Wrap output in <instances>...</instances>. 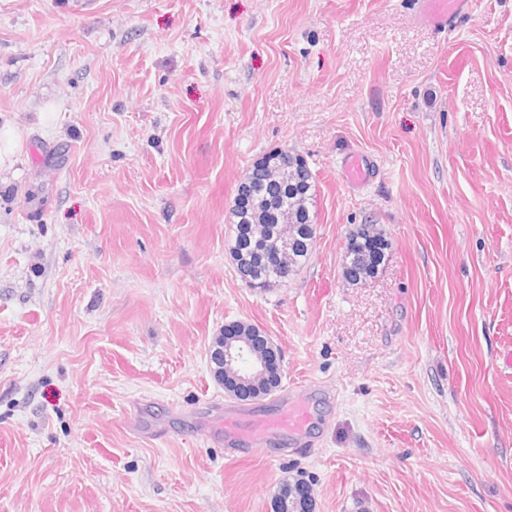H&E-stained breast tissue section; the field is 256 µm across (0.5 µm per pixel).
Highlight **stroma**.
<instances>
[{
    "instance_id": "obj_1",
    "label": "stroma",
    "mask_w": 512,
    "mask_h": 512,
    "mask_svg": "<svg viewBox=\"0 0 512 512\" xmlns=\"http://www.w3.org/2000/svg\"><path fill=\"white\" fill-rule=\"evenodd\" d=\"M0 0V512H512V0ZM300 155L308 262L249 287L230 209ZM370 175L351 183L346 161ZM391 243L348 283L350 233ZM244 321L282 383L225 395ZM306 401L242 453L224 417ZM471 0H425L422 19L429 26L442 27L455 14L467 10ZM20 149L21 145L11 131L0 130V176L3 170L12 167ZM311 492V487L304 481L297 480L293 483H285L279 489L272 511L287 512L284 510L288 508L289 502H292L302 496L311 497Z\"/></svg>"
}]
</instances>
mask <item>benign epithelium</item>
Instances as JSON below:
<instances>
[{
    "instance_id": "benign-epithelium-1",
    "label": "benign epithelium",
    "mask_w": 512,
    "mask_h": 512,
    "mask_svg": "<svg viewBox=\"0 0 512 512\" xmlns=\"http://www.w3.org/2000/svg\"><path fill=\"white\" fill-rule=\"evenodd\" d=\"M252 340L239 336H216L211 345L213 373L224 385L228 395L252 400L270 394V384L281 379V355L273 343H268L269 356L265 361H248ZM311 495L304 481L283 484L274 502L273 512H284L290 502Z\"/></svg>"
}]
</instances>
